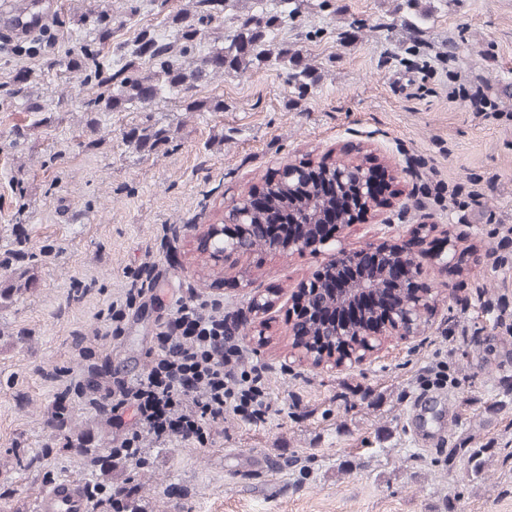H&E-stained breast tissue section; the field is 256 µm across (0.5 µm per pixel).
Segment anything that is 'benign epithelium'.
Returning <instances> with one entry per match:
<instances>
[{
	"label": "benign epithelium",
	"instance_id": "benign-epithelium-1",
	"mask_svg": "<svg viewBox=\"0 0 512 512\" xmlns=\"http://www.w3.org/2000/svg\"><path fill=\"white\" fill-rule=\"evenodd\" d=\"M310 168V163L291 161L275 172L279 183L290 190L300 189L312 196L327 190L336 198L318 219L309 211L301 214L304 223L290 225L288 240L273 244L275 249L307 253L321 260L320 272L297 290V295L308 301L304 308H291V333L322 337L324 346L310 347L315 365L327 362L336 369L358 367L381 349L383 337L413 332L435 288L413 283L422 257L411 253L405 241L381 249L370 265L356 262L354 253L340 246L344 229L358 223L355 211L369 213L385 202V196L378 193L383 170L339 163L320 181L309 177ZM265 205L264 198L256 195L228 207L224 226L214 228L211 234L213 255L237 253L240 237L232 228L251 231L253 225L245 223L244 217Z\"/></svg>",
	"mask_w": 512,
	"mask_h": 512
}]
</instances>
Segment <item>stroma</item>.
Listing matches in <instances>:
<instances>
[{
    "mask_svg": "<svg viewBox=\"0 0 512 512\" xmlns=\"http://www.w3.org/2000/svg\"><path fill=\"white\" fill-rule=\"evenodd\" d=\"M280 0H226L203 24L181 94L141 111L130 104L89 112L98 88L63 67L76 37L55 27L33 57L0 55V459L45 443L40 414L55 383L42 369L76 368L71 333L122 300L143 261L160 273L156 300L127 321L115 363L144 371L157 317L194 288L225 314L267 299L261 332L241 341L246 372L261 377L272 410L254 426L224 415V434L204 448L152 452L154 479L142 512H512V336L492 303H512V249L496 264L485 251L512 230V118L478 113L458 94V75L488 79L512 100V0H301L275 30L286 60L199 73L244 14L270 16ZM195 0H112V38L102 62L147 31L172 32L173 12ZM311 74L297 87L289 73ZM162 133L153 150L141 133ZM363 159L388 170L391 193L342 244L351 251L410 239L416 252L450 246L451 269L428 266L438 294L413 336L386 343L351 369L297 358L288 308L318 271L308 254L283 249L225 260L209 249L232 200L276 168L300 159ZM495 184L485 210L422 196L469 177ZM176 233L181 264L158 244ZM93 282L69 301L74 282ZM457 302H449V293ZM447 367L448 380L426 384ZM443 396L447 428L419 443L414 404ZM480 449L469 461V449ZM65 453L0 475V512H32L59 479H90Z\"/></svg>",
    "mask_w": 512,
    "mask_h": 512,
    "instance_id": "35a3bbf8",
    "label": "stroma"
}]
</instances>
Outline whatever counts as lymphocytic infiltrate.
Segmentation results:
<instances>
[{"label": "lymphocytic infiltrate", "mask_w": 512, "mask_h": 512, "mask_svg": "<svg viewBox=\"0 0 512 512\" xmlns=\"http://www.w3.org/2000/svg\"><path fill=\"white\" fill-rule=\"evenodd\" d=\"M155 280V264L142 263L104 324L73 331V379L45 373L59 387L41 418L45 448L28 463L37 465L58 448L83 460L95 476L88 485L91 512H133L143 486L125 473L134 465L149 470L152 449L207 447L224 433L225 408L252 425L265 423L271 409L258 378L238 366L236 320L225 318L222 303L201 300L193 290L157 320L143 374L115 365L103 342L120 339L130 310L152 293Z\"/></svg>", "instance_id": "lymphocytic-infiltrate-1"}]
</instances>
